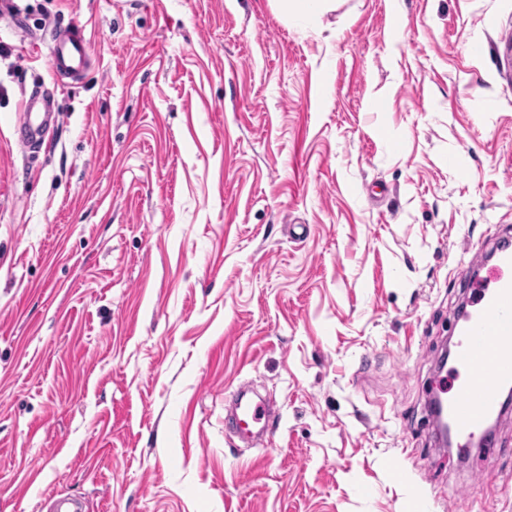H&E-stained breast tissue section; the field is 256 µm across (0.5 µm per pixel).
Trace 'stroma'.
Wrapping results in <instances>:
<instances>
[{
  "instance_id": "1",
  "label": "stroma",
  "mask_w": 512,
  "mask_h": 512,
  "mask_svg": "<svg viewBox=\"0 0 512 512\" xmlns=\"http://www.w3.org/2000/svg\"><path fill=\"white\" fill-rule=\"evenodd\" d=\"M498 224L512 0H0V512H512V415L464 461L426 409ZM245 380L262 448L224 411ZM284 10L294 16L312 17L321 14L331 0H280ZM50 64L55 73L83 72L89 66L88 41L81 27L53 28L47 39ZM19 136L16 139L18 146L22 149H30L44 143L49 131L45 121L35 110V102L29 97L23 105L22 114L19 120Z\"/></svg>"
}]
</instances>
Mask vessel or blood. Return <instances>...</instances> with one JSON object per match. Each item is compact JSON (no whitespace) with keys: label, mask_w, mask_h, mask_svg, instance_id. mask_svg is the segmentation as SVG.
Returning a JSON list of instances; mask_svg holds the SVG:
<instances>
[{"label":"vessel or blood","mask_w":512,"mask_h":512,"mask_svg":"<svg viewBox=\"0 0 512 512\" xmlns=\"http://www.w3.org/2000/svg\"><path fill=\"white\" fill-rule=\"evenodd\" d=\"M54 72H82L89 66L88 41L81 27L52 29L47 40ZM48 127L26 101L16 139L21 149L44 143ZM476 267L487 268L486 276L467 277L473 292L466 316L457 320L452 333L457 336L453 386L447 397L448 422L456 437L471 441L483 431L489 417L500 407V394L512 385V228L497 227L493 249L465 244ZM276 417L272 404L240 386L232 415L239 435L250 440L267 433Z\"/></svg>","instance_id":"vessel-or-blood-1"}]
</instances>
